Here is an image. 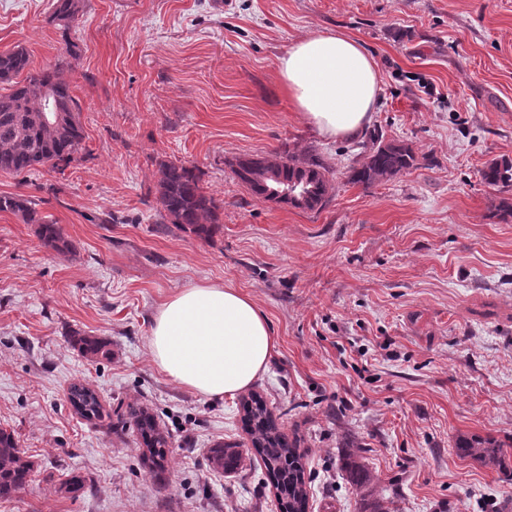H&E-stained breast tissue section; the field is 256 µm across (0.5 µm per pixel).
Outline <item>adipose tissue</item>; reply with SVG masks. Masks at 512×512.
<instances>
[{"mask_svg": "<svg viewBox=\"0 0 512 512\" xmlns=\"http://www.w3.org/2000/svg\"><path fill=\"white\" fill-rule=\"evenodd\" d=\"M279 81L296 111L325 138H355L370 125L380 79L357 40L326 30L293 42L278 58ZM275 340L265 313L237 288L180 289L156 313L154 363L173 382L220 400L249 389L269 366Z\"/></svg>", "mask_w": 512, "mask_h": 512, "instance_id": "ef3b65f1", "label": "adipose tissue"}]
</instances>
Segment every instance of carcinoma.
<instances>
[{"mask_svg": "<svg viewBox=\"0 0 512 512\" xmlns=\"http://www.w3.org/2000/svg\"><path fill=\"white\" fill-rule=\"evenodd\" d=\"M81 8V0H54L53 19L69 26L78 20ZM45 89L53 91L57 109L66 114L64 124L58 128H47L41 121ZM80 112L81 107L70 94L60 67L33 69L29 53L23 47L0 52V172L18 174L38 166L58 168L72 162L82 150L84 138ZM416 163L417 156L410 145L386 142L383 135L373 131L363 143L362 158L349 170L348 181L373 185L413 168ZM233 172L253 194L267 200L270 199L267 187L272 185L265 178L267 172L282 182L307 186L309 197L301 204L303 209H321L332 197L330 168L313 153L303 158L291 150L274 159L242 157L236 161ZM481 178L489 187L504 192L511 190L512 161L490 163L482 170ZM159 203L169 223L202 240L212 239L219 230L218 206L200 187L192 167L175 162L161 164ZM0 212L13 213L26 224L38 225L37 234L45 247L64 256L71 252V244L60 226L38 216L30 199L22 195L0 196ZM72 346L87 358L110 355L108 343L94 336H76ZM69 400L85 417L99 412L98 397L86 387H73ZM127 410L135 419L141 437L152 448L151 467L165 469L167 440L159 432L154 417L134 403L127 404ZM245 410L253 447L261 455L268 474L277 481L283 512H306L308 498L302 455L281 433L276 418L260 396H251ZM458 450L464 457L508 468L502 445L495 440L474 436L460 442ZM212 461L232 471L239 467L241 455L234 448L219 446ZM33 466L14 432L0 428V499H9L22 490ZM343 470L360 498L362 512H394L393 501L373 494L375 475L359 461L351 447L344 454Z\"/></svg>", "mask_w": 512, "mask_h": 512, "instance_id": "carcinoma-1", "label": "carcinoma"}]
</instances>
